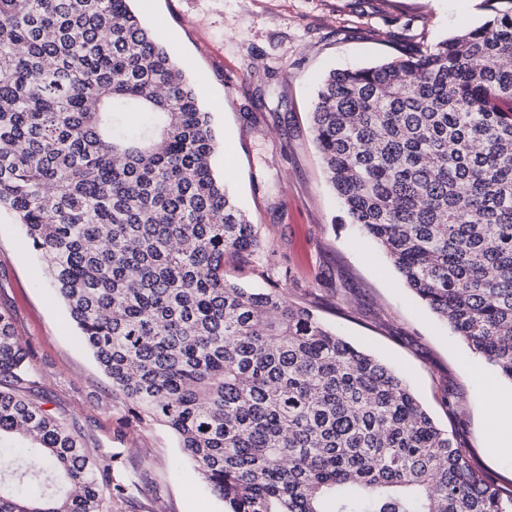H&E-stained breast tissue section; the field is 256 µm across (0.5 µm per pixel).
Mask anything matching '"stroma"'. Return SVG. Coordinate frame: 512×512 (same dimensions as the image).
Returning <instances> with one entry per match:
<instances>
[{"label": "stroma", "mask_w": 512, "mask_h": 512, "mask_svg": "<svg viewBox=\"0 0 512 512\" xmlns=\"http://www.w3.org/2000/svg\"><path fill=\"white\" fill-rule=\"evenodd\" d=\"M144 23L204 91L221 145L218 171L260 245L225 256L224 272L276 287L356 347L397 370L423 407L469 450L488 480L512 485L498 455L489 391L498 379L403 283L392 261L352 224L337 223L311 124L315 89L333 69L371 66L480 25L482 0H132ZM0 310L33 368L31 399L74 425L87 448L119 452L124 499L112 512H224L180 458L174 435L142 421L81 343L14 218L0 211Z\"/></svg>", "instance_id": "obj_1"}]
</instances>
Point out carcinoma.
Returning <instances> with one entry per match:
<instances>
[{"instance_id":"cac0c4a2","label":"carcinoma","mask_w":512,"mask_h":512,"mask_svg":"<svg viewBox=\"0 0 512 512\" xmlns=\"http://www.w3.org/2000/svg\"><path fill=\"white\" fill-rule=\"evenodd\" d=\"M131 0H0V211L112 398L178 440L225 512H512L391 368L224 255L258 230L213 167L203 93ZM413 55L332 71L312 121L340 224L512 383V0ZM0 312V512H110L93 456L27 398Z\"/></svg>"}]
</instances>
